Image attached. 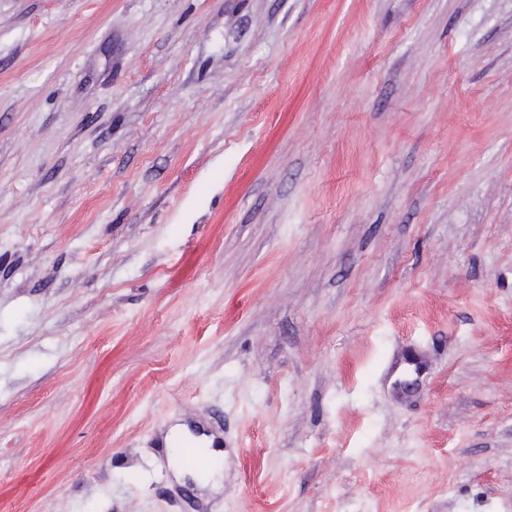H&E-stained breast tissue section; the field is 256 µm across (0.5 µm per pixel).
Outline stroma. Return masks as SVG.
I'll use <instances>...</instances> for the list:
<instances>
[{
    "label": "stroma",
    "mask_w": 512,
    "mask_h": 512,
    "mask_svg": "<svg viewBox=\"0 0 512 512\" xmlns=\"http://www.w3.org/2000/svg\"><path fill=\"white\" fill-rule=\"evenodd\" d=\"M0 512H512V0H0Z\"/></svg>",
    "instance_id": "stroma-1"
}]
</instances>
